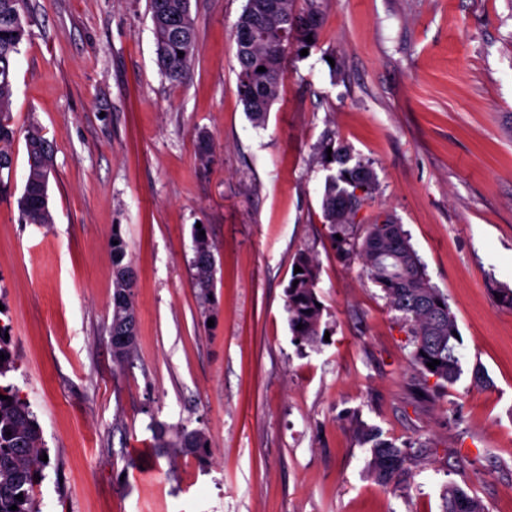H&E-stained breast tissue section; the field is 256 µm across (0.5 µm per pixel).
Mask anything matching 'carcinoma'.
<instances>
[{"label":"carcinoma","mask_w":512,"mask_h":512,"mask_svg":"<svg viewBox=\"0 0 512 512\" xmlns=\"http://www.w3.org/2000/svg\"><path fill=\"white\" fill-rule=\"evenodd\" d=\"M25 0H0V173L12 170L15 145L20 130L11 114L12 75L20 46L28 37L21 11ZM158 64L164 75L179 80L191 63L196 50V23L191 0H149ZM320 12L317 0H308V9L298 13L294 0H247L236 24V59L238 63L237 93L245 112L256 126L265 124L272 105L279 97L283 83V60L288 48H310L318 39ZM312 41H307V37ZM183 57H178V52ZM265 71H258V67ZM27 164L24 191L19 200L22 220L27 224L53 223L49 194L42 190L45 176H53L52 145L35 125L24 135ZM332 161L341 165L338 174L328 178L322 199L323 217L329 224V240L337 256L357 259L366 277L384 293L389 307L398 312V320L409 327L412 336V364L422 373L448 384L455 383L461 373V360L454 336L458 330L446 296L430 283L424 263L413 248L410 238L395 218L378 213L366 225L365 234L358 233L356 217L372 200L378 184L374 170L358 161L349 165L348 152L332 149ZM340 238H335V235ZM112 240V319L109 335L113 345H123L113 352L115 361L125 362L136 347V340L122 343V336L137 330V317L132 300L134 285L124 279L132 268L127 261V244L118 229ZM194 287L202 302L212 299L215 276L214 245L208 236L194 234ZM293 264L301 272L291 274L286 287L288 323L295 340L310 344L319 336L323 308L317 288L320 264L308 250H300ZM302 329H297V326ZM8 328L0 326V512H40L35 487L47 463L42 431L36 414L18 394L14 384L4 377L16 369V357L5 339ZM440 361L435 369L427 363ZM362 444L370 445V472L381 484L404 480L409 475L406 449L382 438L370 426L358 428ZM167 447L175 452L191 453L206 461L211 448L204 431L181 429ZM443 512H486L482 501L462 486L450 482L443 490ZM17 510H11V506Z\"/></svg>","instance_id":"cac0c4a2"}]
</instances>
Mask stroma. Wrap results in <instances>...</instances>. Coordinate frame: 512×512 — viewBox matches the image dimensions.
Returning <instances> with one entry per match:
<instances>
[{
  "label": "stroma",
  "instance_id": "35a3bbf8",
  "mask_svg": "<svg viewBox=\"0 0 512 512\" xmlns=\"http://www.w3.org/2000/svg\"><path fill=\"white\" fill-rule=\"evenodd\" d=\"M318 3L319 40L286 53L257 127L237 95L246 0H191L196 53L177 82L147 0H26L11 110L53 146V221H21L17 143L0 191V325L50 460L40 512H442L451 481L512 512V307L497 297L512 289V0ZM329 142L377 175L358 223L393 214L447 297L454 384L420 377L408 328L332 249ZM199 223L215 246L207 304L193 286ZM116 229L138 314L121 366L108 332ZM301 249L320 262L329 337L300 347L285 288ZM157 423L170 439L203 430L211 457L160 448ZM361 423L420 450L408 482L374 480Z\"/></svg>",
  "mask_w": 512,
  "mask_h": 512
}]
</instances>
